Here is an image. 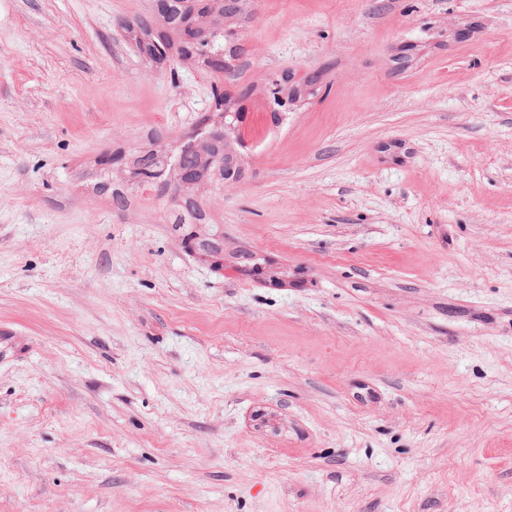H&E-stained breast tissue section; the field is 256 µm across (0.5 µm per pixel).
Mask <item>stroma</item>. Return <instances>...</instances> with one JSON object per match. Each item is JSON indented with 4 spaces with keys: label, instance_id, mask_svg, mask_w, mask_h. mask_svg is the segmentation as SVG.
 I'll return each instance as SVG.
<instances>
[{
    "label": "stroma",
    "instance_id": "1",
    "mask_svg": "<svg viewBox=\"0 0 512 512\" xmlns=\"http://www.w3.org/2000/svg\"><path fill=\"white\" fill-rule=\"evenodd\" d=\"M155 0H0V512H512V0H243L235 183ZM238 112L241 111H235L230 103L224 112L208 113L204 120L209 125L205 143L201 146H191L193 149L201 151L203 174L209 171L210 175L201 176L193 182H186L179 175V168L175 165L171 178L175 181L178 191L185 192L195 189L206 183L212 175L218 176L224 184L231 183V180L224 178V172L233 168L239 169L237 154L230 144V133L233 132L238 138L242 126V119ZM158 152H148L139 157L134 162L132 175L136 183L133 186L147 185L148 182L156 179L155 172L159 168Z\"/></svg>",
    "mask_w": 512,
    "mask_h": 512
}]
</instances>
